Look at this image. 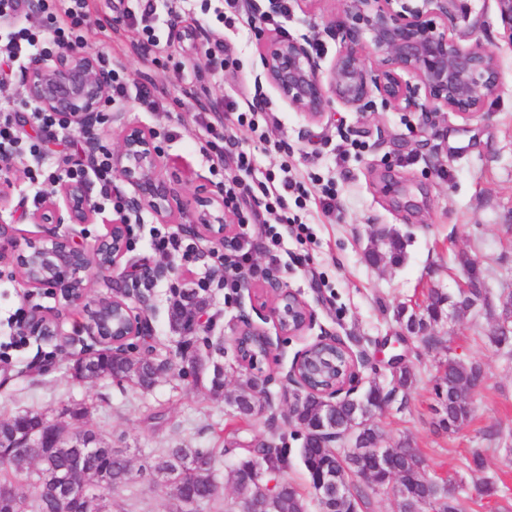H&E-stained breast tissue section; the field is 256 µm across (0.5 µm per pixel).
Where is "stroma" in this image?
Segmentation results:
<instances>
[{
    "label": "stroma",
    "mask_w": 512,
    "mask_h": 512,
    "mask_svg": "<svg viewBox=\"0 0 512 512\" xmlns=\"http://www.w3.org/2000/svg\"><path fill=\"white\" fill-rule=\"evenodd\" d=\"M221 7L220 0H209L206 8L180 12L151 62L134 50L140 35L128 24L120 0H89L93 22L83 30L84 47L121 60L131 84L149 81L156 89H168L176 71H183L181 91L167 97L163 109L146 112L132 99L120 108L128 121L154 132L162 173L184 195H192L202 183L217 188L234 175L200 152L196 141L202 116L232 127L253 157L256 176L285 169L304 183L305 205L289 211L308 225L309 238L288 237L275 249L264 244L252 249L253 262L276 272L281 285L298 293L314 314L311 329L285 339L252 372L271 397L270 412L244 422L230 405L239 393L240 371L233 335L241 309L251 306L247 290L230 295L218 288L224 254L207 240L194 239L193 263L177 253H156L151 241L158 222L145 211L127 256L172 269L149 291L150 343L157 358L175 362L184 353L204 359L206 370L195 380L165 371L148 390L108 376L92 382L76 379L73 366L92 344L81 329V314L64 308L52 294L29 295L13 266L0 263V421L39 413L63 428H93L105 446L125 451L137 467L154 462L168 448L212 449L216 479L224 486L218 512L233 507L231 472L242 445L274 434L288 451V480L305 497L308 512H320L300 457L303 439L287 419L284 396L296 352L330 332L363 356L359 392L376 384L393 393L374 419L379 447L393 448L410 438L426 460L428 477L447 484L466 512H512V343L500 346L489 338L501 298L512 290V44L503 34L494 0H456L453 12L456 31L473 33L496 52L499 93L478 118L466 122L445 112L429 131L422 128L419 113L378 104L368 112H351L335 103L321 122L306 120L260 82L258 31L244 19L225 28L217 17ZM332 9L330 0L311 11L301 0H292L282 30L270 25L266 31L319 43L326 66L340 48L330 27ZM105 17L111 27H98L97 19ZM218 41L234 50L238 65L215 75L208 68L207 51ZM254 91L271 109L260 135L216 109L224 99ZM28 165L27 157H14L0 177L13 184L16 229L34 236L43 228L29 223L27 216L41 198L28 179ZM327 185L337 194L338 208L330 215L319 203ZM376 226L398 236L403 247L398 259L387 257L375 265L367 261ZM465 256L477 262L485 301L432 323L427 332L436 336V345L405 335L400 310L416 311L432 288L456 294ZM207 277L213 287L199 288V280ZM177 303L203 304L210 330L184 341L169 322ZM35 305L59 318L63 333L32 335L27 343H17L11 317L17 308ZM395 354L404 355L416 374L410 390L394 386L388 361ZM450 358L479 363L485 377L467 394L470 418L448 429L441 423L444 406L436 388L440 364ZM215 363L224 367V386L218 391L211 385ZM477 448L486 459L481 472L470 468ZM487 481L494 482V495L485 494ZM178 508L167 486L139 476L112 491V512Z\"/></svg>",
    "instance_id": "35a3bbf8"
}]
</instances>
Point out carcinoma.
I'll list each match as a JSON object with an SVG mask.
<instances>
[{"mask_svg": "<svg viewBox=\"0 0 512 512\" xmlns=\"http://www.w3.org/2000/svg\"><path fill=\"white\" fill-rule=\"evenodd\" d=\"M447 300L448 297L441 291L431 290L425 306L426 315L410 314L405 330L410 333L420 332L425 319H437ZM74 374L76 378L84 380H95L107 375L119 381L131 380L143 388L155 382L148 358L131 361L122 356L109 355L103 359L91 356L78 363ZM480 377L481 366L477 363H465L454 358L445 362L441 377L445 420L456 426L469 418L471 406L468 401L457 397V391L477 386L481 383ZM239 386L240 394L231 401L237 415L249 418L269 407V403L263 404L253 397L254 379L249 371L241 374ZM387 398L388 394L374 385L359 398H344L336 402V406L329 409L327 422L324 423L325 430L312 434L303 443L302 462L308 475L321 477L332 474L339 488L335 497L320 503L323 512H354L361 505L368 506L372 495L387 490L382 474H375L363 481L353 479L360 472L375 468L371 458L347 449L341 451L334 447H320L327 431H332L339 442L342 435L354 425L359 427L363 440L371 442L378 438V429L371 424V420L382 410ZM319 407L320 404L316 402L307 403L302 414L292 419V423L299 428L315 425ZM20 418L38 424L44 422V418L38 414L25 413L0 421V491L4 490L19 498L24 505V512H59V492L55 486V477L77 465L91 471L93 482L102 487L103 495L99 499L90 498L78 506L76 512H101L100 500H110L112 489L132 479L128 456L105 452L97 456L84 455L87 442L96 439V433L91 429L68 432L58 448L31 450L29 460L34 462L35 471L31 475L27 474L21 462L12 456L10 448L12 425ZM285 455V449L271 443H261L259 447L248 450L245 459L239 461L232 472L238 504H243L257 494L254 470L277 469ZM387 456L390 465L399 470L423 471L426 467L425 459L407 441L387 449ZM215 465V455L208 448H167L156 464L142 469L141 473H153L161 477L166 485L177 486L180 491V495L176 496L178 502H183L185 497L193 498L197 501V507L203 509L213 506L222 495L221 486L214 477ZM22 480L31 489L28 496L18 492V483ZM436 493L437 486L430 479L421 478L402 484L393 489L397 512H426L428 501L436 497ZM266 512H307V502L283 477L279 490L267 500Z\"/></svg>", "mask_w": 512, "mask_h": 512, "instance_id": "obj_1", "label": "carcinoma"}]
</instances>
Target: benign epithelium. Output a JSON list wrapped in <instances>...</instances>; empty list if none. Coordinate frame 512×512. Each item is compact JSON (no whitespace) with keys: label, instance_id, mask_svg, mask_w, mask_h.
Returning a JSON list of instances; mask_svg holds the SVG:
<instances>
[{"label":"benign epithelium","instance_id":"1","mask_svg":"<svg viewBox=\"0 0 512 512\" xmlns=\"http://www.w3.org/2000/svg\"><path fill=\"white\" fill-rule=\"evenodd\" d=\"M342 9L331 18V26L340 37L341 47L325 68L315 57L306 39L280 38L262 34L258 42L261 78L279 96L308 121L319 122L331 101L353 112H366L378 98L384 107L403 112H418L427 128L436 125L444 111L470 121L484 112L486 102L499 90V64L495 51L475 40L462 43V36L448 27L452 0H422V5H397L398 0H340ZM504 36L512 41V0H495ZM25 100L41 112H52L66 124L88 132L108 119L119 123L121 135L110 152L112 172L133 192L124 197L123 208L104 216V209L93 200L86 182L66 176L29 215L33 224L49 227L44 235L21 240L14 225L5 221L3 211L8 199L0 181V260L11 262L16 270L30 268L25 280L31 291L50 292L67 306L82 310L83 330L101 349L129 351V341L147 335L149 322L144 311L130 301L146 302L144 290L168 277L170 268L162 265H130L121 268L128 251V225L131 216L150 212L160 224H177L189 235L207 238L224 249L237 242L236 227L225 216L221 190L199 188L184 199L161 175L162 155L152 132L127 124L120 112H112L111 76L97 57L79 48L61 47L34 61L23 83ZM106 225V231L86 244L72 232L56 228L64 224ZM112 278V292L87 299L91 275ZM263 294L277 292L269 314L256 311L259 318L273 321L276 336L242 312L235 336H257L262 356L276 348L274 338L301 336L314 320L308 304L297 294L280 286L271 275L259 286ZM499 331L512 334V295L501 299ZM59 325L46 320L39 307L30 311L29 330L44 335ZM316 344L338 348L346 364L341 381L329 388H311L300 374L307 367L312 377L336 371L331 359L313 360L311 346L299 351L288 371V382L295 387L289 414L310 394L327 405L341 396H350L358 376L359 358L337 336H322ZM44 440L35 430H15L11 446L18 458ZM347 447L373 458L391 484L400 474L386 469L379 448H362L351 437ZM89 473L77 466L59 476V484L68 490L60 499L59 512H73L72 499L86 493Z\"/></svg>","mask_w":512,"mask_h":512}]
</instances>
